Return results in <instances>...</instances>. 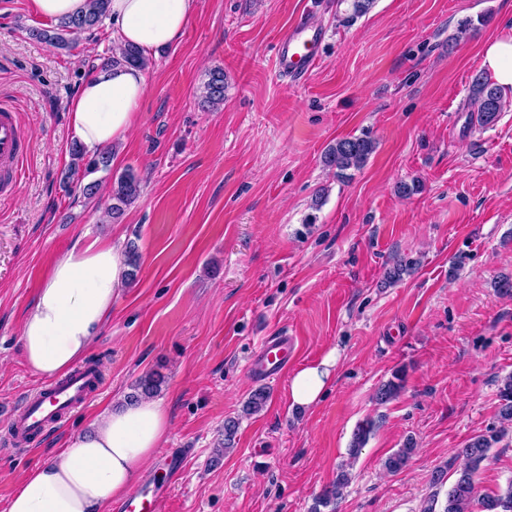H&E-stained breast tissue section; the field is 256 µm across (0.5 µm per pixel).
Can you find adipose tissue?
Instances as JSON below:
<instances>
[{"instance_id":"1","label":"adipose tissue","mask_w":512,"mask_h":512,"mask_svg":"<svg viewBox=\"0 0 512 512\" xmlns=\"http://www.w3.org/2000/svg\"><path fill=\"white\" fill-rule=\"evenodd\" d=\"M196 0H109L112 37L145 56L176 45ZM146 69L102 65L77 88L70 102L77 141L100 148L133 129L146 94ZM119 242L93 240L72 249L43 277L20 325L27 366L47 378L66 375L85 356L107 322L127 279ZM336 354L303 366L290 379L292 401L317 402L332 383ZM172 427L160 401L143 398L106 405L85 430L69 435L45 463L21 475L6 512H106L128 495Z\"/></svg>"}]
</instances>
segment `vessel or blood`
<instances>
[{"label": "vessel or blood", "instance_id": "obj_1", "mask_svg": "<svg viewBox=\"0 0 512 512\" xmlns=\"http://www.w3.org/2000/svg\"><path fill=\"white\" fill-rule=\"evenodd\" d=\"M312 59L305 52L297 32L288 33L280 47L279 64L283 71L294 76H304ZM28 143L23 137L11 105L0 103V189L16 187L23 175V162ZM295 347L294 340L276 336L266 340L249 364L253 376L262 380L276 378L288 365V355ZM98 379L94 372L77 369L68 378L45 386L40 394L29 397L21 408L15 425V439L22 442L38 437L51 423L62 421L73 409L84 404ZM165 484L148 479L138 491L113 507V512H151L155 501L168 487L181 479L185 460L172 456L164 461Z\"/></svg>", "mask_w": 512, "mask_h": 512}]
</instances>
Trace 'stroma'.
I'll use <instances>...</instances> for the list:
<instances>
[{
	"label": "stroma",
	"instance_id": "1",
	"mask_svg": "<svg viewBox=\"0 0 512 512\" xmlns=\"http://www.w3.org/2000/svg\"><path fill=\"white\" fill-rule=\"evenodd\" d=\"M52 25L29 0H0V102L29 139L17 190L0 196V442L47 383L19 339L47 269L76 242L115 234L137 245L141 266L85 356L100 365L99 389L24 452L0 451V512L25 470L153 371L172 419L161 451H192L156 512H309L347 462L352 481L337 512H420L432 491L446 493L449 463L495 425L498 381L512 373V297L495 288L512 276V90L487 127L469 98L485 44L512 39V0H376L359 17L347 0H197L181 41L152 57L139 119L114 144L110 171L95 172L92 198L63 188L69 106L111 56L112 25L67 50L32 37ZM297 27L322 35L299 79L278 65L280 40ZM217 67L224 105L205 110L199 88ZM363 135L374 153L336 180L323 151ZM128 169L143 189L115 221L109 189ZM416 179L420 193H399ZM396 256L415 267L389 284ZM284 333L296 353L259 383L250 360ZM332 349L333 386L315 406L293 404L292 372ZM398 370L403 390L376 403ZM260 387L264 410L244 415ZM230 417L240 426L225 453ZM368 419L374 431L349 459ZM409 438L407 467L387 472L385 459ZM511 479L512 434L491 448L476 491Z\"/></svg>",
	"mask_w": 512,
	"mask_h": 512
}]
</instances>
